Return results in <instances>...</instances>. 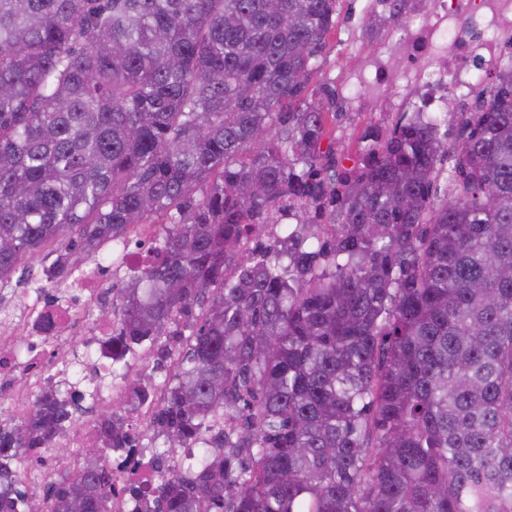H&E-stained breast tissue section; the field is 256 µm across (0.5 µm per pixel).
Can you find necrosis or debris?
Segmentation results:
<instances>
[{"mask_svg":"<svg viewBox=\"0 0 512 512\" xmlns=\"http://www.w3.org/2000/svg\"><path fill=\"white\" fill-rule=\"evenodd\" d=\"M512 39V0H430L415 28L392 30L390 45L404 53L401 69H393L391 53L380 57L374 73L347 77L342 84L346 102L365 104L369 98L387 101L391 111H406L411 90L425 89L421 111H438L445 93H453L462 109H469L485 75L503 61V46ZM92 287L71 296L65 311L51 327L42 359L21 354L18 337L29 335L34 321L51 308L44 294L23 298L9 331H0V392L11 395L10 411L22 418L26 399L15 394L13 376L31 375L46 388L68 375L73 346L83 349L84 367L91 370L110 362L112 350L101 341L102 332L90 324V311L101 303L94 285L125 272L122 261L88 266Z\"/></svg>","mask_w":512,"mask_h":512,"instance_id":"4bbe7bcc","label":"necrosis or debris"}]
</instances>
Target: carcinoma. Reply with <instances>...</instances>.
<instances>
[{
	"instance_id": "cac0c4a2",
	"label": "carcinoma",
	"mask_w": 512,
	"mask_h": 512,
	"mask_svg": "<svg viewBox=\"0 0 512 512\" xmlns=\"http://www.w3.org/2000/svg\"><path fill=\"white\" fill-rule=\"evenodd\" d=\"M337 2L0 0V287L56 243L55 297L158 228L109 287L129 402L47 512H112L143 406L138 512H512V67L453 142L448 113L403 112L345 168L312 84ZM412 2L376 0L399 27ZM141 354L175 364L160 396L129 379ZM103 380L0 421V512H39L25 467Z\"/></svg>"
}]
</instances>
